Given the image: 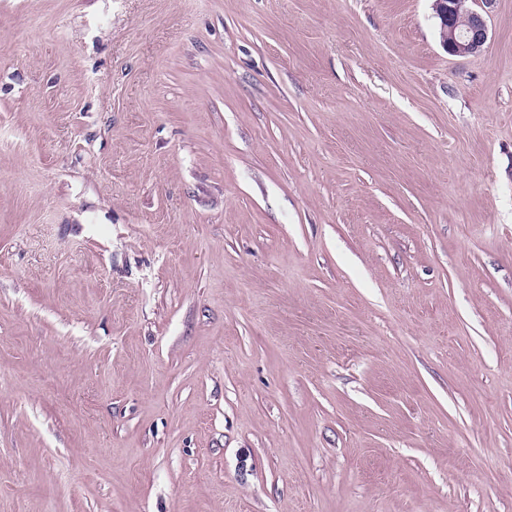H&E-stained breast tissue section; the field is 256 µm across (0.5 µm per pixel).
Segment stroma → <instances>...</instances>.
<instances>
[{"mask_svg":"<svg viewBox=\"0 0 512 512\" xmlns=\"http://www.w3.org/2000/svg\"><path fill=\"white\" fill-rule=\"evenodd\" d=\"M0 0V512H512V0ZM493 1L435 0L434 8L439 19L441 43L448 53L466 56L484 50L489 40L485 15ZM461 11L466 14L464 28H460L457 22Z\"/></svg>","mask_w":512,"mask_h":512,"instance_id":"1","label":"stroma"}]
</instances>
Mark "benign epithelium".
<instances>
[{
  "instance_id": "benign-epithelium-1",
  "label": "benign epithelium",
  "mask_w": 512,
  "mask_h": 512,
  "mask_svg": "<svg viewBox=\"0 0 512 512\" xmlns=\"http://www.w3.org/2000/svg\"><path fill=\"white\" fill-rule=\"evenodd\" d=\"M493 0H435L443 47L452 55L466 56L484 50L489 31L485 18Z\"/></svg>"
}]
</instances>
